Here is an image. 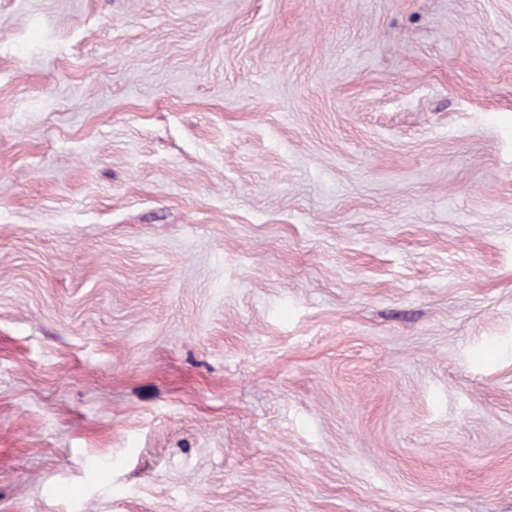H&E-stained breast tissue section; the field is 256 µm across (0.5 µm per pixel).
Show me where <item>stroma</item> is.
Instances as JSON below:
<instances>
[{
	"label": "stroma",
	"instance_id": "obj_1",
	"mask_svg": "<svg viewBox=\"0 0 512 512\" xmlns=\"http://www.w3.org/2000/svg\"><path fill=\"white\" fill-rule=\"evenodd\" d=\"M0 512H512V0H0Z\"/></svg>",
	"mask_w": 512,
	"mask_h": 512
}]
</instances>
